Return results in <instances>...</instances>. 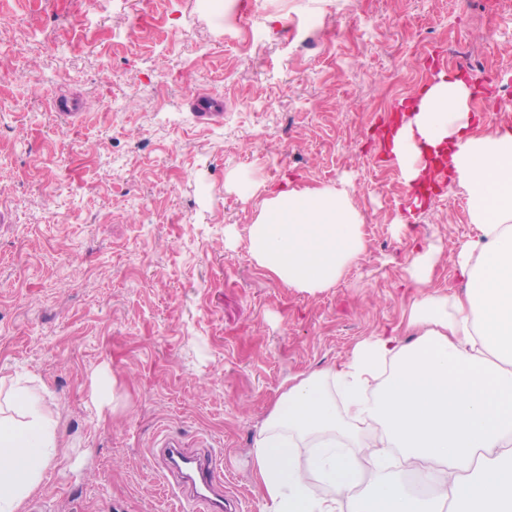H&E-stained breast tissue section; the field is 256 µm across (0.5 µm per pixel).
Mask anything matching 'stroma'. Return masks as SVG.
<instances>
[{
  "mask_svg": "<svg viewBox=\"0 0 512 512\" xmlns=\"http://www.w3.org/2000/svg\"><path fill=\"white\" fill-rule=\"evenodd\" d=\"M0 53V379L43 383L68 447L24 512H170L161 433L221 451L225 496L261 512L253 442L283 382L399 326L416 249L430 291L463 290V188L411 210L374 161L392 106L439 74L478 60L512 82V0H0ZM287 184L347 188L361 215L366 250L332 287H287L250 251ZM433 266L434 256L430 250L419 253L412 261L409 272L417 284L421 286L419 288H425L429 283Z\"/></svg>",
  "mask_w": 512,
  "mask_h": 512,
  "instance_id": "1",
  "label": "stroma"
}]
</instances>
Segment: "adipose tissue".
<instances>
[{
    "mask_svg": "<svg viewBox=\"0 0 512 512\" xmlns=\"http://www.w3.org/2000/svg\"><path fill=\"white\" fill-rule=\"evenodd\" d=\"M473 90L439 76L386 142L408 184L446 152L476 230L455 259L466 292H428L434 256L421 252L412 343L373 336L340 367L286 379L254 440L266 512H512V132H471ZM361 225L347 190L291 186L263 199L250 249L288 287L328 288L364 252ZM60 446L51 405L15 379L0 408V512H21ZM394 454L402 472L388 470Z\"/></svg>",
    "mask_w": 512,
    "mask_h": 512,
    "instance_id": "adipose-tissue-1",
    "label": "adipose tissue"
}]
</instances>
